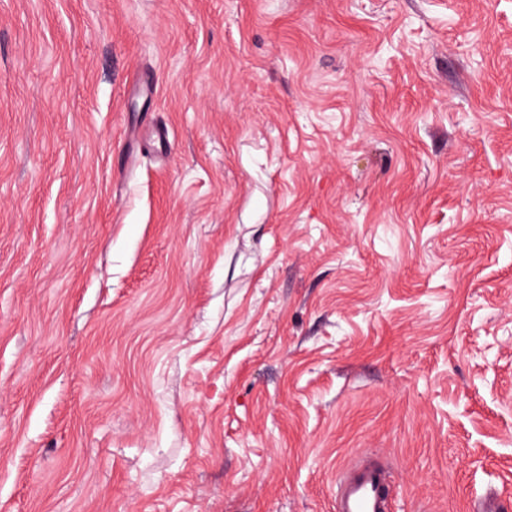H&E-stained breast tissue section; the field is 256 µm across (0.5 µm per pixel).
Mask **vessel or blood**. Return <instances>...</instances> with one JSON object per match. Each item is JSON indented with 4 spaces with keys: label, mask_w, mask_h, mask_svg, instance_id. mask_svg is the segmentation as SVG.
<instances>
[{
    "label": "vessel or blood",
    "mask_w": 512,
    "mask_h": 512,
    "mask_svg": "<svg viewBox=\"0 0 512 512\" xmlns=\"http://www.w3.org/2000/svg\"><path fill=\"white\" fill-rule=\"evenodd\" d=\"M392 473L364 456L336 476L335 512H391Z\"/></svg>",
    "instance_id": "b4317fda"
}]
</instances>
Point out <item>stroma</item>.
I'll return each instance as SVG.
<instances>
[{
    "mask_svg": "<svg viewBox=\"0 0 512 512\" xmlns=\"http://www.w3.org/2000/svg\"><path fill=\"white\" fill-rule=\"evenodd\" d=\"M365 449L512 512V0H0V512H333Z\"/></svg>",
    "mask_w": 512,
    "mask_h": 512,
    "instance_id": "1",
    "label": "stroma"
}]
</instances>
